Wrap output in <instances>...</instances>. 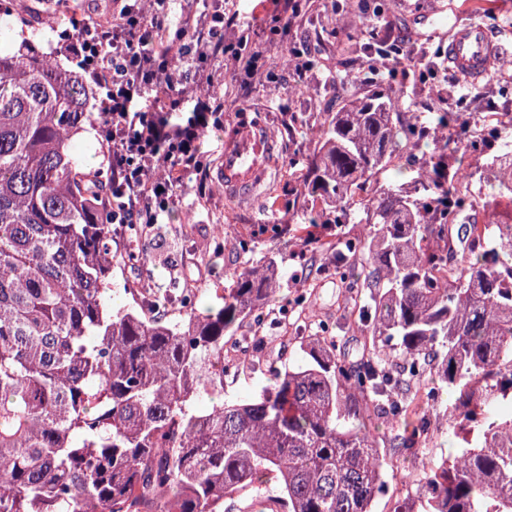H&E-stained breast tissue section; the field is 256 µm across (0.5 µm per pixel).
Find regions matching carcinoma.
Here are the masks:
<instances>
[{
    "instance_id": "obj_1",
    "label": "carcinoma",
    "mask_w": 512,
    "mask_h": 512,
    "mask_svg": "<svg viewBox=\"0 0 512 512\" xmlns=\"http://www.w3.org/2000/svg\"><path fill=\"white\" fill-rule=\"evenodd\" d=\"M17 26L0 0V36ZM98 111L82 79L30 43L0 50V512H232L246 489L256 512H374L390 478L405 493L389 512H412L416 497L423 512H512V224L490 211L448 248L476 142L468 119L452 138L439 117L444 137L412 191L366 199V242L327 243L362 268L368 355L348 362L302 336L266 384L217 402L225 340L280 309L276 252L235 270L216 308H112L106 180L73 151ZM400 133L416 151L428 131L382 90L324 113L289 160L312 200L297 232L349 223ZM483 173L512 206V160ZM417 366L453 391L448 435L462 447L399 478L387 449L415 455L437 414ZM379 420L399 433L379 435Z\"/></svg>"
}]
</instances>
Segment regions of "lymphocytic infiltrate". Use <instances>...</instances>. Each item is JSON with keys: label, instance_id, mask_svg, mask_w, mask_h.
I'll return each mask as SVG.
<instances>
[{"label": "lymphocytic infiltrate", "instance_id": "f902f5d3", "mask_svg": "<svg viewBox=\"0 0 512 512\" xmlns=\"http://www.w3.org/2000/svg\"><path fill=\"white\" fill-rule=\"evenodd\" d=\"M172 2L151 0L146 9L141 0H110L107 18L80 14L83 34L67 41L85 82L100 93L116 224L160 223L188 175L196 178L198 197H206L210 164L202 135L222 127L227 101L244 98L240 89L225 90L224 62L250 76L258 70V52L224 34L237 22L236 0H222L205 22L187 10L173 15ZM174 48L181 60L175 80L168 65ZM183 82L198 88L194 113L175 123Z\"/></svg>", "mask_w": 512, "mask_h": 512}]
</instances>
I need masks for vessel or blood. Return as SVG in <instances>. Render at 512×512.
Masks as SVG:
<instances>
[{
	"mask_svg": "<svg viewBox=\"0 0 512 512\" xmlns=\"http://www.w3.org/2000/svg\"><path fill=\"white\" fill-rule=\"evenodd\" d=\"M502 55L501 44L483 25L471 23L448 32V62L468 82L481 80ZM279 152L277 141L263 121L235 125L224 140V162L217 170L225 195L249 201L270 197L266 179L276 166Z\"/></svg>",
	"mask_w": 512,
	"mask_h": 512,
	"instance_id": "1",
	"label": "vessel or blood"
}]
</instances>
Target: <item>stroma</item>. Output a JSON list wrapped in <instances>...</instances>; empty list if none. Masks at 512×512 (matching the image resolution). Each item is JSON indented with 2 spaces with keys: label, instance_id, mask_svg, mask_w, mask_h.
<instances>
[{
  "label": "stroma",
  "instance_id": "obj_1",
  "mask_svg": "<svg viewBox=\"0 0 512 512\" xmlns=\"http://www.w3.org/2000/svg\"><path fill=\"white\" fill-rule=\"evenodd\" d=\"M21 12L31 26L27 38L57 62L69 63L70 54L60 35L68 26L65 13L49 11L42 0H18ZM238 25L235 35L247 36L262 52L259 71L288 62V50L297 46L310 63L308 93L289 86L274 87L267 81L247 79L248 99L229 107L223 129L208 130L205 149L212 165H219L224 152V136L232 130L240 114L260 118L276 136L282 150L275 178L270 179L268 205L238 204L213 191L198 198L193 180H186L177 203L163 223L139 235H118L112 251L121 263L113 270L114 304L132 302L135 289L149 286L165 288L176 283L197 292V304L215 307L218 296L231 285V274L242 263L259 259L272 240H279L283 253L284 295L294 300L305 294V314L332 319L333 336L341 353L356 359L365 336L360 330V311L365 303L363 278L351 267H335L322 244L323 239L365 234L368 226L363 206H355L348 224L323 227L321 241H310L295 234L297 225L308 215L306 197L288 175V159L304 149L308 133L317 125L321 113L337 110L351 93L348 80L359 76L365 89L391 87L400 112H417L424 125H434L436 111L423 108L422 90L444 99L447 112H463L474 127H481L487 113H512V79L503 75L485 77L478 84L462 80L456 72L439 67L437 73L391 78L382 68V47H399L405 53L443 54L448 41L433 33L431 21L445 27L480 23L498 42L512 46V0H500L495 12H488L484 0H307L302 15L285 35H266L263 18L253 10L252 0H238ZM512 144V125L497 124L486 145L478 146L468 157L469 195L490 197L491 190L480 171L486 160L504 144ZM289 210H282V203ZM251 234L247 247H240L244 234ZM147 255V265L124 263V256ZM264 344L254 351L252 373L238 372L225 379L224 396L243 398L267 381V369L287 361L297 348L295 339L283 329L265 327ZM446 426L431 431L415 456H396L392 463L403 474H418L425 463L448 455L457 447Z\"/></svg>",
  "mask_w": 512,
  "mask_h": 512
}]
</instances>
